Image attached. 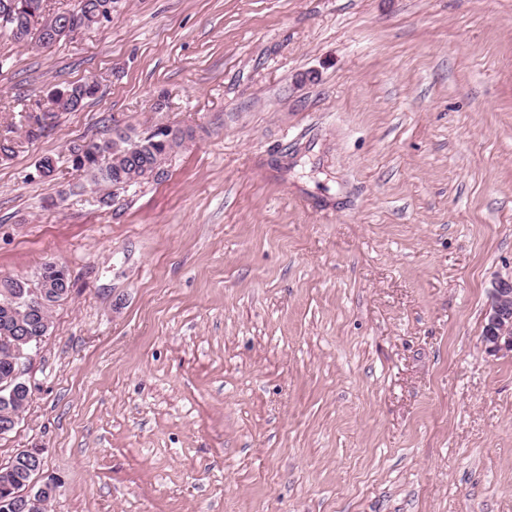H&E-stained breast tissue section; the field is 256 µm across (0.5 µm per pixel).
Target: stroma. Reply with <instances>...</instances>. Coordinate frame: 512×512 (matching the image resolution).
<instances>
[{
  "label": "stroma",
  "instance_id": "obj_1",
  "mask_svg": "<svg viewBox=\"0 0 512 512\" xmlns=\"http://www.w3.org/2000/svg\"><path fill=\"white\" fill-rule=\"evenodd\" d=\"M164 127L161 178L69 162ZM4 137L0 279L71 281L0 435L47 512H512V0H115L0 38ZM46 0H0V35L16 43H60L71 37L72 26L83 30L112 21L114 0H75L71 9L57 11L48 21ZM70 15L69 17H67ZM5 21V24L3 22ZM18 30V33L16 32ZM98 83L91 79L72 84L65 89L58 90L51 98V108L44 111L41 116H36V127L30 126L26 131L28 138H37L48 126V119L57 117V112L80 111L88 99L95 97L98 92ZM482 341L491 353L512 352V280H499L490 293Z\"/></svg>",
  "mask_w": 512,
  "mask_h": 512
}]
</instances>
